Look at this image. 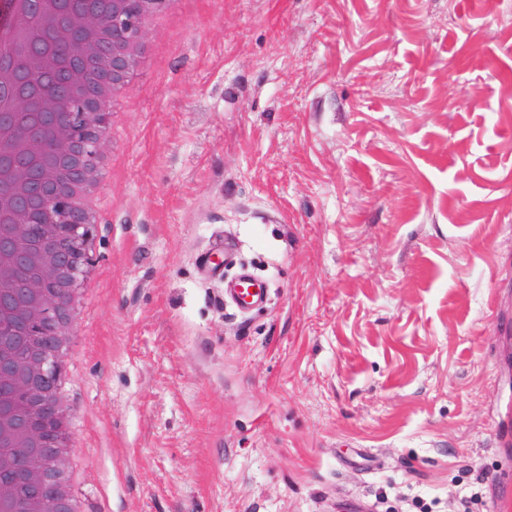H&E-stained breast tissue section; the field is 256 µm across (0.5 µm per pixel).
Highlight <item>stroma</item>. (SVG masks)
<instances>
[{
    "mask_svg": "<svg viewBox=\"0 0 512 512\" xmlns=\"http://www.w3.org/2000/svg\"><path fill=\"white\" fill-rule=\"evenodd\" d=\"M108 132L84 512H512V0H196ZM235 242L246 316L198 257ZM269 290L262 277L241 269L234 278L225 281L224 304H231L241 313H247L266 305Z\"/></svg>",
    "mask_w": 512,
    "mask_h": 512,
    "instance_id": "stroma-1",
    "label": "stroma"
}]
</instances>
